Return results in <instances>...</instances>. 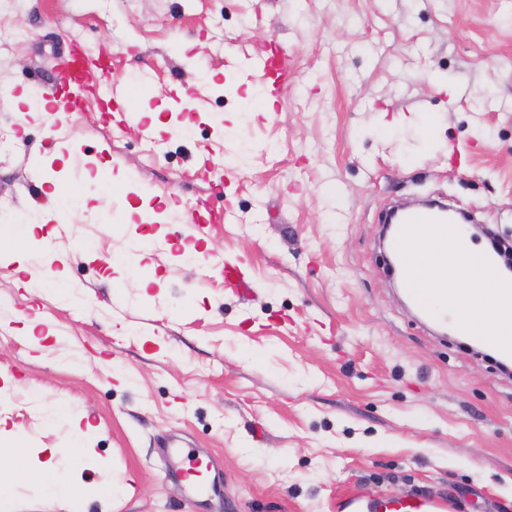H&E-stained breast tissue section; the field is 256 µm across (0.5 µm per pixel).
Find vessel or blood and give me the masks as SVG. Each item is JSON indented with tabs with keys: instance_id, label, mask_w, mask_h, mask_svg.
Instances as JSON below:
<instances>
[{
	"instance_id": "obj_1",
	"label": "vessel or blood",
	"mask_w": 512,
	"mask_h": 512,
	"mask_svg": "<svg viewBox=\"0 0 512 512\" xmlns=\"http://www.w3.org/2000/svg\"><path fill=\"white\" fill-rule=\"evenodd\" d=\"M249 67L253 72L272 78L278 85L288 79L284 58L276 47L251 57ZM91 95L112 109L113 127L119 129L138 121L137 113L122 109L128 97L127 88L115 85L101 59L76 44L62 58L44 97L52 112L69 115L81 111L84 101ZM230 217L227 210L209 213L205 218L195 213L187 230L190 235H202L208 232L212 223L226 221ZM387 246L399 264L403 303L413 315L442 327L448 321L450 310L461 309L462 315L455 325L457 334L475 345H491L499 357L512 361L511 323H493L488 331L472 323L475 315L491 305L512 304V280L496 275L492 258L469 255L468 236L462 225L448 223L444 215L427 206L408 208L401 222L390 226ZM451 250L463 254L462 269L478 268L483 278L481 288L463 298L456 290L448 288V269L438 261L439 256ZM421 255L428 257L434 280L443 286L442 297H435L429 289L422 287L417 277V258ZM186 454L191 465L181 477L191 485L196 496H206L210 485L205 476L211 472L214 462L208 454L191 448ZM339 506L342 512H453L454 509L450 499L427 489L398 499L360 491L342 499Z\"/></svg>"
}]
</instances>
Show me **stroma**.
I'll return each mask as SVG.
<instances>
[{
    "label": "stroma",
    "mask_w": 512,
    "mask_h": 512,
    "mask_svg": "<svg viewBox=\"0 0 512 512\" xmlns=\"http://www.w3.org/2000/svg\"><path fill=\"white\" fill-rule=\"evenodd\" d=\"M75 40L157 113L152 138L94 100L57 127L22 104ZM275 44L267 112L246 58ZM0 123L8 512H337L422 488L512 512V374L405 310L380 241L389 203L425 198L512 235V0H0ZM47 250L72 296L25 287ZM173 438L216 458L208 506L166 478ZM44 468L69 486L52 505L26 477ZM232 217L229 210H222L220 212H208V217H201L198 213H192L191 219L188 221L187 231L189 236L195 237L196 235L206 234L215 222L224 220L227 221Z\"/></svg>",
    "instance_id": "1"
}]
</instances>
